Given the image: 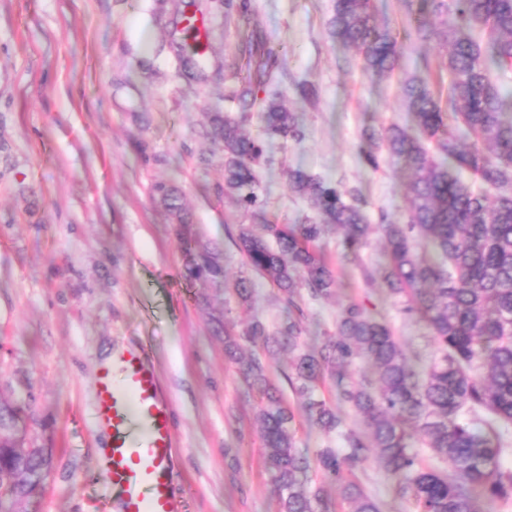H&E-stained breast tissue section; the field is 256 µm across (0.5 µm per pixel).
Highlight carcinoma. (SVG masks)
Instances as JSON below:
<instances>
[{
    "instance_id": "1",
    "label": "carcinoma",
    "mask_w": 512,
    "mask_h": 512,
    "mask_svg": "<svg viewBox=\"0 0 512 512\" xmlns=\"http://www.w3.org/2000/svg\"><path fill=\"white\" fill-rule=\"evenodd\" d=\"M407 7L416 10L419 41L438 37L448 44L446 100L428 80L404 76L401 92L414 126L367 130L359 148L376 169L381 141L412 171L406 222L366 223L359 203L346 202L347 191L300 168L288 172L289 188L316 208L317 219H268L256 193L264 148L241 123L258 103L268 134L300 141L303 129L288 95L275 89L276 53L261 41L249 50L231 94L240 116L213 112L204 129L224 152V194L252 218L237 225L232 240L245 265L277 288L287 313L275 327L255 318L239 332L224 330L225 356L262 400L264 462L279 512H329L312 471L341 484L338 506L346 512H381L357 477L370 451L416 512H481L477 491L512 500V470L500 464L512 430V0H418ZM329 25L334 38L356 50L365 73L390 75L400 67V47L378 21L374 0H335ZM462 172L479 185L464 184ZM154 192L178 221L187 277L249 305L254 282L228 279L221 254L200 243L173 187L159 183ZM337 228L344 264L359 262L371 234L381 231L389 262L363 268L365 283L382 279L391 295L404 298L406 315L427 321L440 352L428 367H418L390 327L357 302L341 308L336 335L319 350L303 348V298L320 301L336 291L334 269L316 244ZM243 342L295 353L283 377L310 423L342 447L321 448L312 458L297 448L293 412L261 354L242 355ZM358 361L366 370L354 381L347 374ZM328 377L336 380L337 402L363 428L349 425L322 397ZM19 421V408L0 404V512H17L51 461L45 448L17 447L12 431ZM419 446L448 460L452 472L423 464Z\"/></svg>"
}]
</instances>
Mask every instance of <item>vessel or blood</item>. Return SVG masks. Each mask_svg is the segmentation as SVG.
<instances>
[{"instance_id":"vessel-or-blood-1","label":"vessel or blood","mask_w":512,"mask_h":512,"mask_svg":"<svg viewBox=\"0 0 512 512\" xmlns=\"http://www.w3.org/2000/svg\"><path fill=\"white\" fill-rule=\"evenodd\" d=\"M170 415L169 398L144 353L101 369L96 420L112 434L105 477L122 512H176L168 479L175 446Z\"/></svg>"}]
</instances>
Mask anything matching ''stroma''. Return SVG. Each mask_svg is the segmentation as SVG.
<instances>
[{
	"label": "stroma",
	"instance_id": "1",
	"mask_svg": "<svg viewBox=\"0 0 512 512\" xmlns=\"http://www.w3.org/2000/svg\"><path fill=\"white\" fill-rule=\"evenodd\" d=\"M404 3L377 0L402 48L399 69L378 79L331 36L334 0H255L245 19L222 0H193L207 24L200 70L176 52L188 36L173 0H0V400L26 405L25 447L53 451L26 512H119L94 403L98 371L121 348L147 350L172 399L179 512H278L257 399L213 332L218 320L240 330L256 314L277 324V291L257 280L247 308L189 282L153 187L173 184L229 275L245 274L230 239L242 211L224 193L223 153L202 131L213 106L238 114L229 94L251 33L277 52L279 87L304 131L299 142L267 135L257 111L245 123L266 143L258 193L268 216L316 218L288 188L300 168L353 192L370 223L404 220L410 171L387 156L375 170L358 154L365 129L412 126L404 75L447 88L445 48L409 38ZM298 82L313 85L312 100L295 94ZM340 238L318 243L338 286L331 299L303 301L306 344L334 335L341 307L355 301L428 363L437 350L428 324L404 315L382 284L366 285L361 266L341 264ZM358 477L381 512H414L376 462Z\"/></svg>",
	"mask_w": 512,
	"mask_h": 512
}]
</instances>
